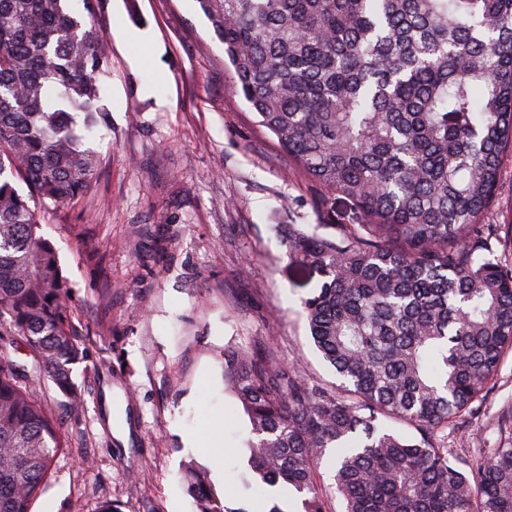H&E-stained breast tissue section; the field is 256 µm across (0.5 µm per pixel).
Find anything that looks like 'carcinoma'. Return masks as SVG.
<instances>
[{"instance_id": "carcinoma-1", "label": "carcinoma", "mask_w": 512, "mask_h": 512, "mask_svg": "<svg viewBox=\"0 0 512 512\" xmlns=\"http://www.w3.org/2000/svg\"><path fill=\"white\" fill-rule=\"evenodd\" d=\"M66 2L0 0V512H32L65 451L36 386L83 402L70 284L33 207L87 193L100 156L85 142L111 124L92 81L98 0ZM199 3L323 215L342 195L363 220L272 225L320 277L301 305L341 385L311 387L266 349L224 354L251 426L240 487L266 489L254 512H288L267 499L290 491L330 512L322 469L343 512H512V439L474 476L444 436L512 351V261L483 223L512 150V0ZM184 481L196 512H247L192 464Z\"/></svg>"}]
</instances>
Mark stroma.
I'll use <instances>...</instances> for the list:
<instances>
[{
  "mask_svg": "<svg viewBox=\"0 0 512 512\" xmlns=\"http://www.w3.org/2000/svg\"><path fill=\"white\" fill-rule=\"evenodd\" d=\"M95 22L108 65L98 77L112 126L91 146L102 164L85 197L38 207L72 288L73 324L88 358L74 376L85 405L70 414L51 383L38 397L70 452L32 512H195L184 468L204 469L237 497L249 426L224 384V353L270 348L312 386L333 370L308 333L300 298L317 283L292 265L276 224H317L320 193L233 87V69L197 0H101ZM149 32L146 44L123 31ZM485 223L512 255V152ZM512 412V354L448 445L478 459ZM225 422L221 458L194 439Z\"/></svg>",
  "mask_w": 512,
  "mask_h": 512,
  "instance_id": "stroma-1",
  "label": "stroma"
}]
</instances>
